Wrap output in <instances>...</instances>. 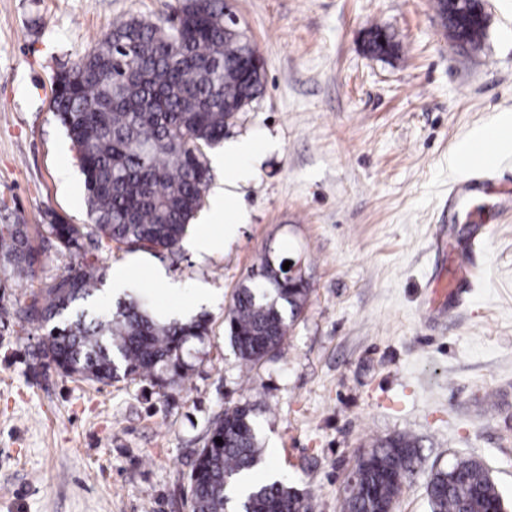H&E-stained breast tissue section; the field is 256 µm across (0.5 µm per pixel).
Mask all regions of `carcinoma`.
I'll return each instance as SVG.
<instances>
[{"label": "carcinoma", "mask_w": 512, "mask_h": 512, "mask_svg": "<svg viewBox=\"0 0 512 512\" xmlns=\"http://www.w3.org/2000/svg\"><path fill=\"white\" fill-rule=\"evenodd\" d=\"M178 10V28L134 17L114 23L65 71L52 109L76 151L90 223L48 225L56 247L78 254L92 237L134 249H177L205 201L206 150L261 94L262 69L229 31L228 0L203 6L179 0ZM440 12L454 43L479 46L485 26L460 31L444 0ZM367 48L390 55L398 43L375 28ZM44 252L25 224L0 234V260L19 277H34ZM267 272L263 256L226 317L229 341L246 365L281 348L309 297L307 281L285 271L282 283L265 287ZM105 278V267L85 261L32 292L20 320L45 330L36 356L65 377L102 385L139 379L161 391L187 378L193 366L184 348L205 341L208 320L159 321L148 298L133 293L103 313L95 298ZM264 456L253 407H226L195 452L188 476L192 512H307L303 495L288 483L246 481ZM421 461L412 435L377 441L356 459L341 512H390ZM427 494L430 512H512L487 466L474 458L435 471Z\"/></svg>", "instance_id": "1"}]
</instances>
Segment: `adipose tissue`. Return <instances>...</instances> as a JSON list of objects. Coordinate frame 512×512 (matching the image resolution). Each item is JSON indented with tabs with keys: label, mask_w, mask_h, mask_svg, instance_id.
I'll list each match as a JSON object with an SVG mask.
<instances>
[{
	"label": "adipose tissue",
	"mask_w": 512,
	"mask_h": 512,
	"mask_svg": "<svg viewBox=\"0 0 512 512\" xmlns=\"http://www.w3.org/2000/svg\"><path fill=\"white\" fill-rule=\"evenodd\" d=\"M264 150V145L256 139H242L225 144L221 164L224 169V187L217 190L210 212V221L196 227L187 239L189 249L200 258L223 250L234 236L239 224L245 223L247 213L235 189L246 178L251 163L256 161ZM141 278L152 286L154 296L178 299L177 308L162 307L160 318L169 319L181 315L183 308L199 306L208 300L209 291L205 288L181 289L168 278L164 268L155 261L141 256L135 258L129 270L117 271L112 276L113 291L125 289L132 278Z\"/></svg>",
	"instance_id": "ef3b65f1"
}]
</instances>
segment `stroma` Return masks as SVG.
Returning a JSON list of instances; mask_svg holds the SVG:
<instances>
[{
    "label": "stroma",
    "instance_id": "obj_1",
    "mask_svg": "<svg viewBox=\"0 0 512 512\" xmlns=\"http://www.w3.org/2000/svg\"><path fill=\"white\" fill-rule=\"evenodd\" d=\"M177 0H0V228L88 221L83 176L51 111L57 71L113 23H164ZM264 61V92L224 133L268 149L239 185L248 224L223 252L155 258L211 288L210 334L190 379L155 393L40 367L39 329L16 313L79 260L126 249H49L34 278L0 263V512H191L187 476L209 422L251 403L266 458L311 512H340L357 456L418 438L423 461L395 512H429L432 471L481 458L512 499V148L456 147L512 113V0H488L480 49L452 46L433 0H233ZM396 54L368 52L371 29ZM474 187L456 207L454 186ZM311 288L281 349L243 371L225 315L266 246ZM470 288L432 302L462 248Z\"/></svg>",
    "mask_w": 512,
    "mask_h": 512
}]
</instances>
